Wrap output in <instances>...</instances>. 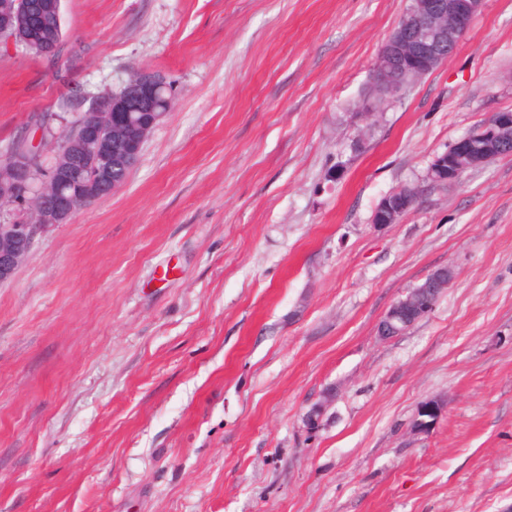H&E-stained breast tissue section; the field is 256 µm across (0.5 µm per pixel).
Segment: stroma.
Returning <instances> with one entry per match:
<instances>
[{"label":"stroma","instance_id":"stroma-1","mask_svg":"<svg viewBox=\"0 0 512 512\" xmlns=\"http://www.w3.org/2000/svg\"><path fill=\"white\" fill-rule=\"evenodd\" d=\"M411 5L64 0L67 67L0 42V152L51 159L45 113L132 73L173 86L125 183L0 284V512H512V156L426 178L512 110V0L377 99ZM411 195L405 190H397L385 196L382 204L377 207L373 224H395L413 206ZM450 277L446 269L430 273L419 288L410 290L392 305L379 325L380 334L398 336L428 315L438 294L447 287Z\"/></svg>","mask_w":512,"mask_h":512}]
</instances>
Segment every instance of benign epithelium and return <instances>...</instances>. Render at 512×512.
<instances>
[{
    "label": "benign epithelium",
    "mask_w": 512,
    "mask_h": 512,
    "mask_svg": "<svg viewBox=\"0 0 512 512\" xmlns=\"http://www.w3.org/2000/svg\"><path fill=\"white\" fill-rule=\"evenodd\" d=\"M482 0H413L410 11L387 39L373 75L375 90L393 94L407 83L435 69L455 50L459 36L471 26ZM15 23L0 24V40H22L26 29L39 24L30 14L26 0H15ZM117 102L111 94L100 95L92 111L83 112L65 132L48 168L42 154L26 146L4 158L8 172L0 177V283L12 278L37 238L48 228L66 224L90 201L106 197L120 184L115 174L139 161L144 139H135L122 149L108 148L100 135L112 128ZM157 117L127 112L125 125L152 128ZM512 153V111L493 114L472 137L456 141L435 157L428 177L436 182L455 183L464 174L496 157ZM413 206L411 195L397 190L385 196L374 212L375 224H395ZM450 273L436 270L416 289L406 293L386 313L379 325L383 336H398L428 315L438 294L447 287ZM441 411L436 400L425 402L414 428L431 427Z\"/></svg>",
    "instance_id": "1"
}]
</instances>
